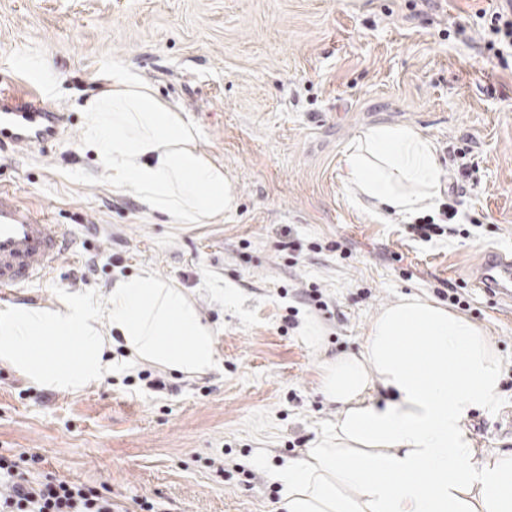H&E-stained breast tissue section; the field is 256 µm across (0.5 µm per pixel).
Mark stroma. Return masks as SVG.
<instances>
[{
	"instance_id": "35a3bbf8",
	"label": "stroma",
	"mask_w": 512,
	"mask_h": 512,
	"mask_svg": "<svg viewBox=\"0 0 512 512\" xmlns=\"http://www.w3.org/2000/svg\"><path fill=\"white\" fill-rule=\"evenodd\" d=\"M506 0H0V90L59 112L45 145L0 146V185L72 244L18 304L103 293L151 269L197 301L216 329L217 365L150 380L112 354V374L73 395L0 366V453L111 489L126 512H276L275 473L336 422L320 394L324 359L359 351L385 305L416 293L486 328L506 363L492 409L465 427L477 451L511 449L512 309L472 287L487 247L512 253V65L487 48L486 13ZM46 58V90L23 67ZM179 102L198 145L228 170L236 207L216 224L147 214L114 190L82 138V105L113 68ZM420 128L447 173L450 233L373 219L342 184L345 154L378 124ZM326 328L314 352L298 328Z\"/></svg>"
}]
</instances>
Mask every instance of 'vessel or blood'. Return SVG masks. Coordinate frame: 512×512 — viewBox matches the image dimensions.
Listing matches in <instances>:
<instances>
[{
	"instance_id": "obj_1",
	"label": "vessel or blood",
	"mask_w": 512,
	"mask_h": 512,
	"mask_svg": "<svg viewBox=\"0 0 512 512\" xmlns=\"http://www.w3.org/2000/svg\"><path fill=\"white\" fill-rule=\"evenodd\" d=\"M59 115L45 103H31L0 91V137L17 147L43 143L54 134ZM70 250L60 225L16 203L10 189L0 186V297L14 288L48 278ZM474 287L495 298L512 299V254L483 250Z\"/></svg>"
}]
</instances>
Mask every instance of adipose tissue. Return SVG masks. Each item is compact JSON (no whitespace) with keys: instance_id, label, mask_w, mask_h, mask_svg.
I'll list each match as a JSON object with an SVG mask.
<instances>
[{"instance_id":"obj_1","label":"adipose tissue","mask_w":512,"mask_h":512,"mask_svg":"<svg viewBox=\"0 0 512 512\" xmlns=\"http://www.w3.org/2000/svg\"><path fill=\"white\" fill-rule=\"evenodd\" d=\"M82 112L83 140L113 189L181 224H213L232 210L227 171L200 150L184 111L135 73L113 71ZM342 180L379 220L434 209L447 184L434 142L388 124L361 132ZM117 339L136 364L190 377L217 364L216 330L195 300L149 270L103 296L0 306V365L46 390L100 383ZM504 369L488 331L446 304L412 294L385 306L359 353L322 365L320 390L339 414L278 472L279 512H512V449L477 453L465 428L471 411L498 402ZM376 388L385 402L370 398Z\"/></svg>"}]
</instances>
